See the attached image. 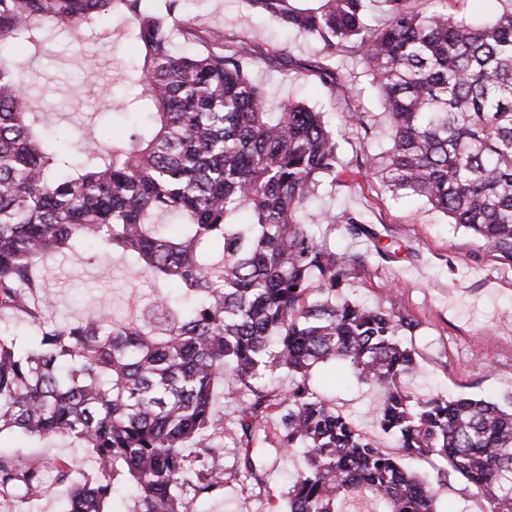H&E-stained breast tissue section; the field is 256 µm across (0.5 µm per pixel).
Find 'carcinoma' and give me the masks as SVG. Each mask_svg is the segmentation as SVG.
Segmentation results:
<instances>
[{"label":"carcinoma","mask_w":512,"mask_h":512,"mask_svg":"<svg viewBox=\"0 0 512 512\" xmlns=\"http://www.w3.org/2000/svg\"><path fill=\"white\" fill-rule=\"evenodd\" d=\"M146 0H0V311L37 327L25 343L0 331V433L67 435L95 468L69 487L67 512H107L117 478L137 490L132 512H190L184 492L210 499L224 476L192 462L224 437L218 389L240 399L234 418L241 490L264 486L263 444L275 416L282 450L303 449L283 506L263 512H345L360 495L386 512H438V485L465 483L483 512H512V406L407 390L417 370L401 334L418 323L395 308L341 297L363 265L318 240L303 217L327 179L336 182V132L301 101L272 105L252 64L288 68L282 48L227 38ZM371 0H246L312 38L321 56L303 66L345 102L354 87L336 76V57L358 53L380 96L390 145L369 159L394 193L414 197L512 260V10L475 25L411 0H385L389 20L367 23ZM126 18L143 57L139 74L107 110L148 115L116 140L90 132L78 155L37 132L21 62L5 56L45 48L52 30L92 31ZM198 45L182 55L172 43ZM250 212L248 222L237 215ZM176 216L183 233L154 220ZM350 238L378 239L353 213L325 214ZM116 250L196 298L190 308L157 298L136 325L106 313L48 323L52 306L38 264L87 245ZM343 364L379 388L380 435L360 433L310 385L319 365ZM293 384L269 390L266 375ZM392 435L429 459L434 480L380 448ZM45 493L35 459L0 454V499L26 503Z\"/></svg>","instance_id":"obj_1"}]
</instances>
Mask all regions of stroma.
I'll return each mask as SVG.
<instances>
[{
    "mask_svg": "<svg viewBox=\"0 0 512 512\" xmlns=\"http://www.w3.org/2000/svg\"><path fill=\"white\" fill-rule=\"evenodd\" d=\"M182 8L206 27L262 46L286 48L294 61L291 70L259 64L252 69L254 76L272 98L289 95L304 100L320 109L335 129L341 172L335 185L321 190L318 205L336 213H357L379 235L374 244L364 238L348 239L338 225L328 229L337 251L366 257L364 268L345 286V295L382 304L390 293H397L400 307L417 321V329L405 342L414 351L420 373L407 379V386L445 397L468 395L500 402L511 396L512 262L423 201L394 195L380 176L372 174L367 158L386 150L389 129L354 54H342L336 61L340 77L359 78L351 103L344 105L333 101L327 88L305 69L319 57L316 42L282 29L250 10L244 0H184ZM140 62L121 21L79 38L55 32L50 50L33 66L29 80L38 108L54 113L58 120V141L71 151H82V128L100 121L113 78ZM348 106L369 113L367 126L343 122L341 114ZM378 244L391 245L393 257H379L374 251ZM41 273L57 322L108 311L114 321L135 323L157 294L180 293L178 285L155 282L140 265L109 252L90 260L62 254L44 263ZM312 384L360 431L376 432L379 398L374 387L332 364L319 368ZM237 407V401L221 395L215 400L226 422L224 446L218 454L202 457L197 466L227 474L229 481L220 494L191 500V512H257L258 498L243 495L230 478L239 455L232 439ZM0 453L65 460L77 480L94 468L89 452L62 435L37 438L5 432L0 434Z\"/></svg>",
    "mask_w": 512,
    "mask_h": 512,
    "instance_id": "35a3bbf8",
    "label": "stroma"
}]
</instances>
